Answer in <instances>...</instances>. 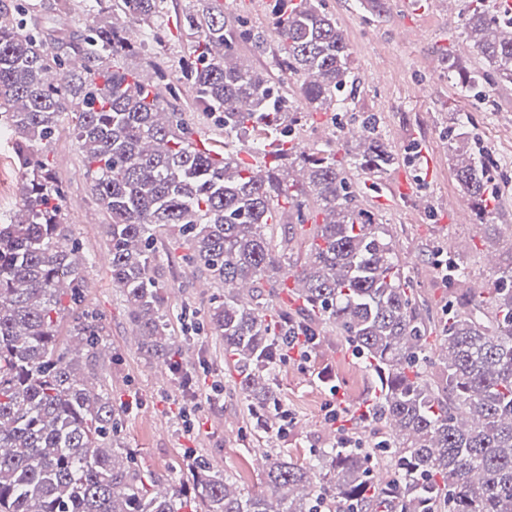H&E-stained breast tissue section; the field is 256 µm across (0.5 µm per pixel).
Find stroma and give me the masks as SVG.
<instances>
[{"instance_id": "1", "label": "stroma", "mask_w": 512, "mask_h": 512, "mask_svg": "<svg viewBox=\"0 0 512 512\" xmlns=\"http://www.w3.org/2000/svg\"><path fill=\"white\" fill-rule=\"evenodd\" d=\"M195 3L167 0L157 41L147 54L126 57L124 66L139 73L147 69L150 57L160 58L170 86L165 99L202 131L207 147L220 153L224 132L217 115L191 108L193 91L178 80L188 36L177 17ZM323 6L344 34L361 86L348 98L345 111L300 119L297 140L312 153L334 144L338 127L360 125L370 115L379 118L399 162L378 179L353 174L352 183L365 207L378 211L389 224L416 295L434 314H442L452 293L441 265L463 262L469 268L467 286H488L498 265L508 259L501 227L512 224V85L484 84L471 96L458 94L439 59L459 54L472 67L481 66L482 60L475 51H463L465 35L458 28L446 29L448 9L434 0H416L407 10L400 8L399 0H387L385 8L373 14L360 0H323ZM18 7L25 9L31 24L55 38L84 30L91 22L86 0H70L64 8L58 0H0L2 9ZM236 51L242 62L266 72L287 93L292 109H303L298 83L278 65L275 42L259 50L240 41ZM461 128L492 158L490 176L498 198L489 226L479 224L473 213L452 214L444 208L448 198L461 194L448 163V139ZM49 159L68 201L81 204L80 213L66 216L65 239L76 242L87 257L81 305L99 313L104 337L102 353L91 358L79 352V364L93 369L113 405L122 409L119 437L135 450L140 469L154 474L159 484H176L193 456L258 493L265 489L264 468L253 465L252 459L268 437L279 439L276 454L300 465L308 463L311 449L331 447L336 431L325 422L328 403L343 398L348 411L357 414L374 393L363 359L335 330L322 325L320 343L310 358L283 361L275 370L274 388L291 419L287 432L255 427L248 420L247 401L236 390L237 375L224 362V341L207 319L210 303L223 300L224 288L214 283L200 290L206 272L163 233L155 241L162 262L154 275L172 336L191 341L184 365L197 375L200 390L193 397L173 376L157 379L158 365L144 357L126 302L112 285L105 217L88 194L81 158L68 131L56 135ZM405 182L417 187L416 196L401 193Z\"/></svg>"}]
</instances>
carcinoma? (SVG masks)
<instances>
[{
  "label": "carcinoma",
  "instance_id": "obj_1",
  "mask_svg": "<svg viewBox=\"0 0 512 512\" xmlns=\"http://www.w3.org/2000/svg\"><path fill=\"white\" fill-rule=\"evenodd\" d=\"M164 0H95L108 16L149 27ZM182 16L190 36L183 77L199 110L220 113L224 157L169 109L159 85H142L123 57L141 52L127 31L102 20L66 40L0 10V125L17 136L21 207L0 224V512H512V261L493 287L461 298L434 320L410 288L389 225L351 190L352 170L379 177L398 162L377 117L358 142L306 154L288 146L297 113L261 71L231 62L235 42L263 47L300 81L309 112H332L360 84L336 18L322 0H272L271 32L244 29L209 0ZM461 27L483 66L448 55L462 95L482 83H512V7L471 0ZM67 126L88 191L106 217L112 285L144 337L146 356L171 365L185 347L170 333L154 277L161 231L181 238L187 259L224 285L207 311L224 339L238 389L265 412L278 364L276 337L292 327L313 336L328 323L366 362L386 447L315 449L304 467L277 455L265 490L246 492L202 460L164 492L117 439L121 414L94 372L72 358L94 350L101 326L86 316L59 335L80 302L85 258L63 243L65 190L47 148ZM261 129L262 136L249 139ZM453 171L476 219L492 215L489 160L459 132ZM272 157L276 165L267 164ZM296 230L308 240L292 260L275 243ZM293 276L295 310L272 303ZM267 287L264 294L261 287ZM440 334L437 356L427 350Z\"/></svg>",
  "mask_w": 512,
  "mask_h": 512
}]
</instances>
